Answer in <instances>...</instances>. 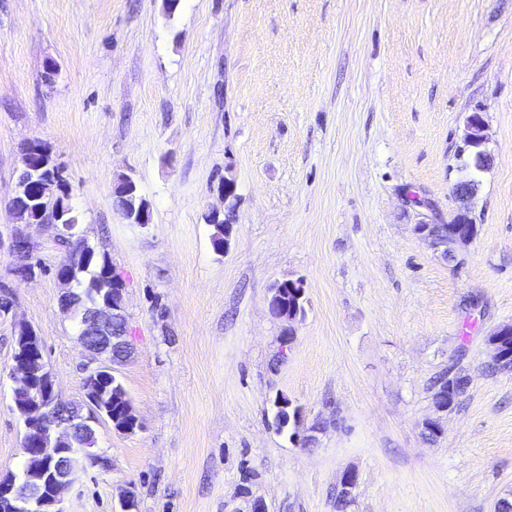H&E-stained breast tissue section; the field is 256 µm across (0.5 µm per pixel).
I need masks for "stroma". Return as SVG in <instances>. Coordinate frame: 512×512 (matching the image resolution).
Returning <instances> with one entry per match:
<instances>
[{"label":"stroma","mask_w":512,"mask_h":512,"mask_svg":"<svg viewBox=\"0 0 512 512\" xmlns=\"http://www.w3.org/2000/svg\"><path fill=\"white\" fill-rule=\"evenodd\" d=\"M55 76H47V66ZM479 113L492 156L466 168ZM61 162L83 228L126 288L135 355L119 366L143 428L103 423L112 462L75 483L67 512H497L512 502V370L487 337L512 325V0H0V237L23 150ZM240 203L230 249L203 215ZM147 227L113 204L123 176ZM477 184L473 241L442 258L416 232ZM26 232L46 270L27 280L0 246V477L17 473L12 322L41 336L62 397L83 394V352L59 306L50 225ZM302 280L284 342L271 286ZM468 387L436 407L438 378ZM301 409L304 448L272 423ZM437 420L435 438L425 420Z\"/></svg>","instance_id":"35a3bbf8"}]
</instances>
